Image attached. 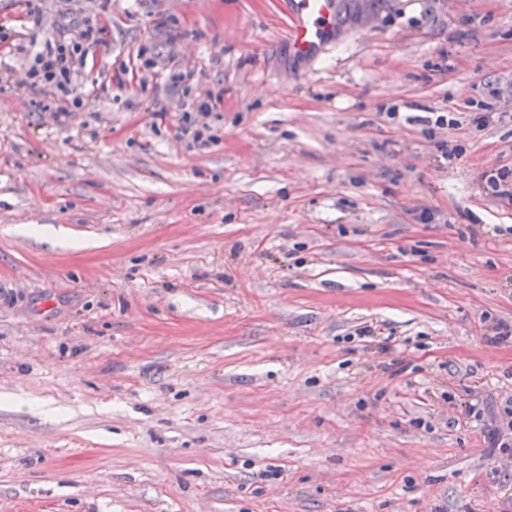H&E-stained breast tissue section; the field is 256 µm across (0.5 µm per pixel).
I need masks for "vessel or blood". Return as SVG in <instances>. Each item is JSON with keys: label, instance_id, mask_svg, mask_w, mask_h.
Here are the masks:
<instances>
[{"label": "vessel or blood", "instance_id": "vessel-or-blood-1", "mask_svg": "<svg viewBox=\"0 0 512 512\" xmlns=\"http://www.w3.org/2000/svg\"><path fill=\"white\" fill-rule=\"evenodd\" d=\"M339 0H291L285 40L298 57L316 60L330 44L338 21Z\"/></svg>", "mask_w": 512, "mask_h": 512}]
</instances>
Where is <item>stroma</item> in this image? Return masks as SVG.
<instances>
[{"label": "stroma", "mask_w": 512, "mask_h": 512, "mask_svg": "<svg viewBox=\"0 0 512 512\" xmlns=\"http://www.w3.org/2000/svg\"><path fill=\"white\" fill-rule=\"evenodd\" d=\"M288 2L0 0V512H512V0H348L312 66ZM100 32L96 25L84 22L77 39L59 42L51 46L46 54H38L26 70L23 83L37 96L49 91L59 94L63 99L72 96L77 90L74 85L75 76L86 66L90 50L100 44ZM71 105L72 108L64 106L54 111L53 117L57 122L64 123L72 112L80 108L81 96H72ZM486 438L489 448H511L512 421L505 419L500 411L486 421Z\"/></svg>", "instance_id": "1"}]
</instances>
